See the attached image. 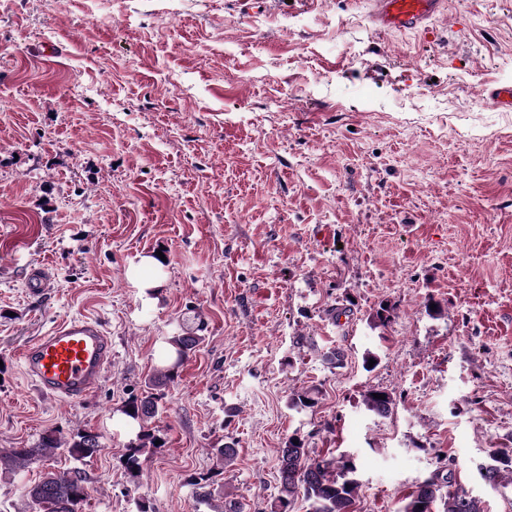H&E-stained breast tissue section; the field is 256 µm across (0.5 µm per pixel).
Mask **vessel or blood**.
<instances>
[{
    "label": "vessel or blood",
    "mask_w": 512,
    "mask_h": 512,
    "mask_svg": "<svg viewBox=\"0 0 512 512\" xmlns=\"http://www.w3.org/2000/svg\"><path fill=\"white\" fill-rule=\"evenodd\" d=\"M444 4L445 0H372V19L384 29L415 31ZM20 358L37 391L75 404L102 384L112 362V338L98 320L73 317L31 340Z\"/></svg>",
    "instance_id": "1"
}]
</instances>
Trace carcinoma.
Returning <instances> with one entry per match:
<instances>
[{"instance_id": "carcinoma-1", "label": "carcinoma", "mask_w": 512, "mask_h": 512, "mask_svg": "<svg viewBox=\"0 0 512 512\" xmlns=\"http://www.w3.org/2000/svg\"><path fill=\"white\" fill-rule=\"evenodd\" d=\"M204 324L192 329L176 327L164 337L168 356L165 364L149 378L150 392L131 397L123 406L122 414L139 425L136 438L128 445L125 471L129 481L138 484L146 461L148 449L155 447L158 436L148 423L162 411L163 394L155 389L175 382L183 362L204 340L201 332ZM382 390L370 388L364 393L366 409L377 416L391 415L395 398L385 393V399H377L373 393ZM315 390H305L289 399L293 408H311L315 405ZM288 437L285 446L277 449L279 461V494L271 504L272 512H293L298 499L310 503V512H354L359 482L354 458L341 454L331 459L311 455L303 440L293 443ZM65 449L77 461L91 458L104 449L103 436L91 429H84L64 438L57 429L44 431L38 441L29 448L0 450V468L23 474L31 465ZM490 462L479 465L481 478L495 485L507 475H512V448H492ZM213 473L193 476L188 484L195 489L196 497L205 502L210 512H228L224 499L216 498L211 490ZM89 478L80 468L48 471L41 479L26 487L28 512H85L89 497ZM429 503L421 509L419 504ZM395 512H484L482 501L471 495L461 484L454 481L452 473L437 472L418 484L400 501Z\"/></svg>"}]
</instances>
